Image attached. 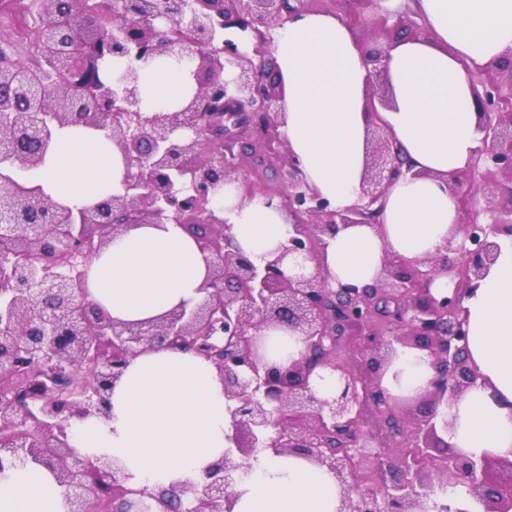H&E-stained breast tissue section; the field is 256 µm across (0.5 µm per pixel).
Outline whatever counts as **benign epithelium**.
<instances>
[{
    "label": "benign epithelium",
    "mask_w": 512,
    "mask_h": 512,
    "mask_svg": "<svg viewBox=\"0 0 512 512\" xmlns=\"http://www.w3.org/2000/svg\"><path fill=\"white\" fill-rule=\"evenodd\" d=\"M375 0H349L343 20L351 27L376 23L384 42L404 31L426 34L409 13L381 17L364 12ZM44 25L43 52L28 63L0 54V89L18 91L26 119L12 117L0 97V150L16 172L40 167L56 127L73 124L74 105L88 97L109 102L83 112L82 124L106 132L126 165L123 192L109 198L112 222L99 205L74 213L0 174V473L18 464H43L65 488L68 512H233L235 488L250 461L264 452L295 455L332 473L339 486L337 512H469L444 503L437 490L468 486L480 512H512V461L475 459L448 447V400L475 386L478 372L467 356L468 329L462 301L478 286L499 254V237H512V205L490 224H463L462 239L446 254L419 264L385 263L374 284H332L316 272L291 276L290 255L315 258L342 226L369 224L374 205L406 175L419 176L399 153L391 129L374 122L357 204L336 210L288 158L283 189L270 194L292 218V235L272 259L256 263L233 245L226 220L216 214L214 189L246 174L245 156L261 157L266 135L280 137L284 124L272 31L293 18L290 0H35ZM126 60L115 83L87 73L101 59L100 40ZM372 65L371 111L389 104L383 49L360 48ZM179 56L196 63L197 91L181 110L144 116L138 96L137 62ZM64 69V81L47 72ZM491 92L478 96L483 115L477 160L486 170L512 173V103L489 112ZM244 122L258 115L262 135L235 150L236 135L224 133V113ZM50 209L64 224H29L24 216ZM180 225L209 256L205 296L192 310L177 308L160 319L120 323L89 300L88 262L129 224ZM51 246L53 264L31 272L19 261ZM453 284L437 298L440 275ZM385 304L391 338L378 329ZM286 329L301 336L300 357L284 365L262 353L257 333ZM358 336L362 361L339 359L344 337ZM155 345L192 352L213 363L224 382L230 410L229 447L199 480L166 488L132 487L119 460L93 461L69 443L72 420L108 416L112 386L130 358ZM428 352L433 376L423 397L428 412L413 422L414 451L394 463L388 449L371 448L361 425L372 410L394 400L381 387L396 346ZM110 352L112 359L105 358ZM318 370L336 376V393L320 396L310 379ZM396 469L397 479L384 473ZM434 472L438 482L429 478Z\"/></svg>",
    "instance_id": "benign-epithelium-1"
}]
</instances>
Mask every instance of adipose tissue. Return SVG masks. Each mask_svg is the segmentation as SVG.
Listing matches in <instances>:
<instances>
[{"mask_svg":"<svg viewBox=\"0 0 512 512\" xmlns=\"http://www.w3.org/2000/svg\"><path fill=\"white\" fill-rule=\"evenodd\" d=\"M427 33L385 47L391 108L372 114L370 72L358 37L333 13H300L274 33L272 53L282 88L288 151L306 182L337 209L360 195L367 130L374 118L390 127L417 177L396 181L379 204L376 223L340 229L319 261L285 259L288 274L322 271L335 281L374 283L389 258L412 264L459 237L464 220L450 189L472 163L481 115L468 74L512 53V0H413ZM193 66L176 58L140 64L145 116L178 110L195 92ZM126 173L103 131L57 129L43 164L25 178L44 196L73 210L120 193ZM234 244L254 261L285 245L287 212L266 196L241 198L234 185L213 193ZM208 259L180 225L134 224L114 235L94 259L87 288L112 320L153 321L201 297ZM468 356L480 378L448 405L449 443L479 458L512 460V244L462 303ZM432 376L425 353L401 350L382 379L391 395H418ZM110 416L74 420L70 443L90 457L119 459L129 484L201 478L224 455L229 402L214 365L166 348L140 352L114 384ZM234 512H336L335 477L294 455L264 453L238 487ZM0 512H67L65 490L29 463L0 475Z\"/></svg>","mask_w":512,"mask_h":512,"instance_id":"adipose-tissue-1","label":"adipose tissue"}]
</instances>
